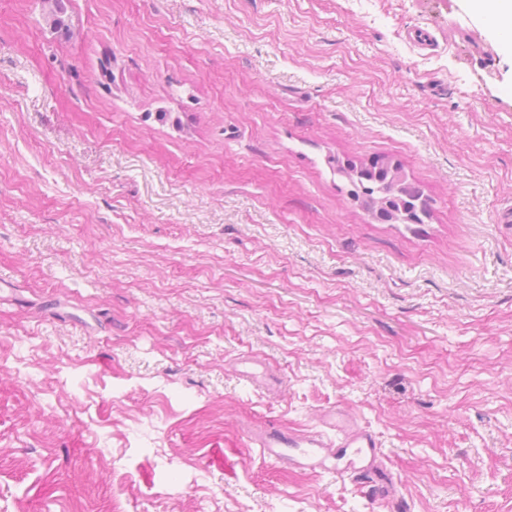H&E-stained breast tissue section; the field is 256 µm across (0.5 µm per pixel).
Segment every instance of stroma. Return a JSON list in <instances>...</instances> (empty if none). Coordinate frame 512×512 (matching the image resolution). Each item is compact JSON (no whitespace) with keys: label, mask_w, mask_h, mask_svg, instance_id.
Listing matches in <instances>:
<instances>
[{"label":"stroma","mask_w":512,"mask_h":512,"mask_svg":"<svg viewBox=\"0 0 512 512\" xmlns=\"http://www.w3.org/2000/svg\"><path fill=\"white\" fill-rule=\"evenodd\" d=\"M64 5L0 0V512H512L498 37L465 0ZM375 155L426 223L340 192ZM333 408L390 497L249 441ZM63 1L64 0H41L44 5L43 14L47 16L50 27L53 28L56 33L67 35L68 27L63 19V14L65 13Z\"/></svg>","instance_id":"stroma-1"}]
</instances>
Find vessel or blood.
Returning a JSON list of instances; mask_svg holds the SVG:
<instances>
[{
  "label": "vessel or blood",
  "instance_id": "obj_1",
  "mask_svg": "<svg viewBox=\"0 0 512 512\" xmlns=\"http://www.w3.org/2000/svg\"><path fill=\"white\" fill-rule=\"evenodd\" d=\"M322 424V431L311 435L268 426L256 432L252 440L276 464L351 476L373 484L378 496H386L392 479L380 465L383 452L378 439L356 428L354 420L338 409L326 411Z\"/></svg>",
  "mask_w": 512,
  "mask_h": 512
}]
</instances>
